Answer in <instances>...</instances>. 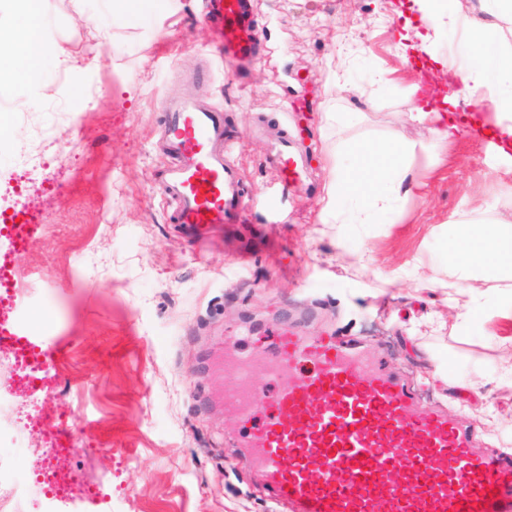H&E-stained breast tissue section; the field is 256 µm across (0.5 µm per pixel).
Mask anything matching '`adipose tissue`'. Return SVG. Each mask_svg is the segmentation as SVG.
Returning <instances> with one entry per match:
<instances>
[{
	"label": "adipose tissue",
	"instance_id": "obj_1",
	"mask_svg": "<svg viewBox=\"0 0 512 512\" xmlns=\"http://www.w3.org/2000/svg\"><path fill=\"white\" fill-rule=\"evenodd\" d=\"M414 6L429 32L446 25L458 30L468 49L462 60L441 56L442 64L453 70L469 96L489 98L499 117L502 136H512V47L504 43L500 22L512 17V0H475V8L485 20L473 24L467 16L440 7L438 0H414ZM409 145L400 136L389 139L381 154L384 166H361L353 162L349 169L337 170L328 202L327 216L340 224H367L373 216L395 212L398 202L407 196L416 179L406 157ZM448 285L456 292H469V301L459 313L468 322L484 313L485 293L471 291L476 281L512 279V222L464 221L451 225Z\"/></svg>",
	"mask_w": 512,
	"mask_h": 512
}]
</instances>
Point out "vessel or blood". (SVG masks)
I'll return each mask as SVG.
<instances>
[{
    "label": "vessel or blood",
    "instance_id": "1",
    "mask_svg": "<svg viewBox=\"0 0 512 512\" xmlns=\"http://www.w3.org/2000/svg\"><path fill=\"white\" fill-rule=\"evenodd\" d=\"M204 13L225 55L258 57L252 0H205ZM158 109L167 160L159 191L170 222L192 238L205 226L244 223L243 178L223 111L171 95ZM270 162L285 188L307 166L284 132ZM0 342L38 353L46 368L60 353L27 327L0 331ZM275 352L264 372L240 358L224 387V406L244 423L273 504L291 512H512V453L476 452L472 427L420 407L366 347L288 326L276 331Z\"/></svg>",
    "mask_w": 512,
    "mask_h": 512
}]
</instances>
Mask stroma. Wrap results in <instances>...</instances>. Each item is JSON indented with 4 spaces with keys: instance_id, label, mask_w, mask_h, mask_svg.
Masks as SVG:
<instances>
[{
    "instance_id": "1",
    "label": "stroma",
    "mask_w": 512,
    "mask_h": 512,
    "mask_svg": "<svg viewBox=\"0 0 512 512\" xmlns=\"http://www.w3.org/2000/svg\"><path fill=\"white\" fill-rule=\"evenodd\" d=\"M49 50L39 78L17 64L22 109L0 112V211L26 203L13 168L70 68L64 141L80 144L65 189L49 188L44 230L19 258L34 325L63 341L53 373L74 442L97 440L112 512H271L224 408V362L264 352L273 329L351 336L380 349L425 403L479 429L480 450L512 448V317L457 321L447 289L448 227L512 217V157L457 130L439 151L411 112L432 53L461 51L439 30L431 51L413 0H255L266 52L219 57L201 0H41ZM406 50H398V41ZM189 92L222 109L249 196L246 223L195 242L167 221L158 98ZM287 129L309 169L279 211L267 130ZM410 144L419 185L378 223L337 233L322 221L352 146ZM250 251L247 267L235 261Z\"/></svg>"
}]
</instances>
